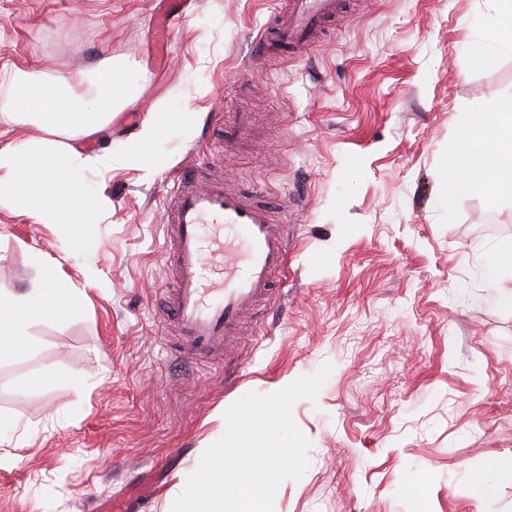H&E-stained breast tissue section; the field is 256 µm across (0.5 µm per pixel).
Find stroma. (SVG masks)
Listing matches in <instances>:
<instances>
[{"instance_id": "stroma-1", "label": "stroma", "mask_w": 512, "mask_h": 512, "mask_svg": "<svg viewBox=\"0 0 512 512\" xmlns=\"http://www.w3.org/2000/svg\"><path fill=\"white\" fill-rule=\"evenodd\" d=\"M279 0H184L153 48L154 0H0V114L15 70L42 82L112 65L137 100L109 133L73 141L112 154L180 99L195 126L155 169L83 174L104 205L87 255L57 225L0 207V289L57 264L79 303L26 322L0 357V512H98L141 472L171 512L174 476L224 433L225 411L331 363L292 417L309 468L274 512H512V472L473 500L468 474L512 457V195L450 207L448 166L470 120L512 96V45L491 40L488 0H345L316 47L266 58L253 46ZM256 125L220 150L225 114ZM210 155H199V146ZM200 164L255 192L290 225L288 270L258 326L227 355L189 360L168 333L163 205Z\"/></svg>"}]
</instances>
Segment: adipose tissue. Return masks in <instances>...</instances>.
I'll return each mask as SVG.
<instances>
[{
    "label": "adipose tissue",
    "mask_w": 512,
    "mask_h": 512,
    "mask_svg": "<svg viewBox=\"0 0 512 512\" xmlns=\"http://www.w3.org/2000/svg\"><path fill=\"white\" fill-rule=\"evenodd\" d=\"M100 90L86 109H78L82 77L77 73L57 74L50 82L35 79L33 73L15 74L18 107L9 122H32L53 134L71 139L104 134L118 101H132L134 93L123 87L112 67L99 71ZM460 161L455 168L457 185L469 189L512 193V97L498 102L495 111L483 114L479 123L467 129L458 145ZM56 265H47L41 285L18 295L0 290V353L20 344V326L30 313H55L69 306L66 289L57 285Z\"/></svg>",
    "instance_id": "1"
}]
</instances>
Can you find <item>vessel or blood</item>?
<instances>
[{
  "label": "vessel or blood",
  "mask_w": 512,
  "mask_h": 512,
  "mask_svg": "<svg viewBox=\"0 0 512 512\" xmlns=\"http://www.w3.org/2000/svg\"><path fill=\"white\" fill-rule=\"evenodd\" d=\"M336 0H291L277 7L264 26L260 54L298 55L315 43ZM174 287L167 295L170 318L184 356L214 357L237 336L247 314H259L274 294V276L284 272L288 225L270 208L241 190L198 184L194 174H178L164 208ZM217 224L233 238H204L201 227Z\"/></svg>",
  "instance_id": "1"
}]
</instances>
